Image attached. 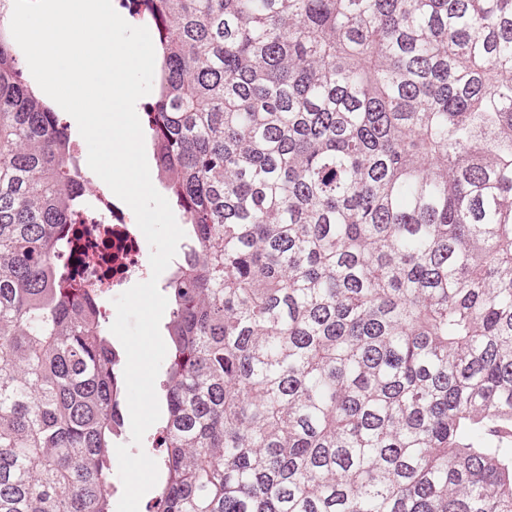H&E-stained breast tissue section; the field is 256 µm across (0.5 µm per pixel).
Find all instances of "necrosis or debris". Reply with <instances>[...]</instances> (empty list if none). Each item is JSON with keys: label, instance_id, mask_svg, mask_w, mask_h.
<instances>
[{"label": "necrosis or debris", "instance_id": "obj_1", "mask_svg": "<svg viewBox=\"0 0 512 512\" xmlns=\"http://www.w3.org/2000/svg\"><path fill=\"white\" fill-rule=\"evenodd\" d=\"M73 229L67 269L79 287L114 298L122 294L128 281L150 276L144 235L128 205L110 188L93 189Z\"/></svg>", "mask_w": 512, "mask_h": 512}]
</instances>
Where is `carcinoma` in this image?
<instances>
[{
	"label": "carcinoma",
	"mask_w": 512,
	"mask_h": 512,
	"mask_svg": "<svg viewBox=\"0 0 512 512\" xmlns=\"http://www.w3.org/2000/svg\"><path fill=\"white\" fill-rule=\"evenodd\" d=\"M186 241L154 512H512V0H143ZM0 17V512H114L76 139Z\"/></svg>",
	"instance_id": "obj_1"
}]
</instances>
